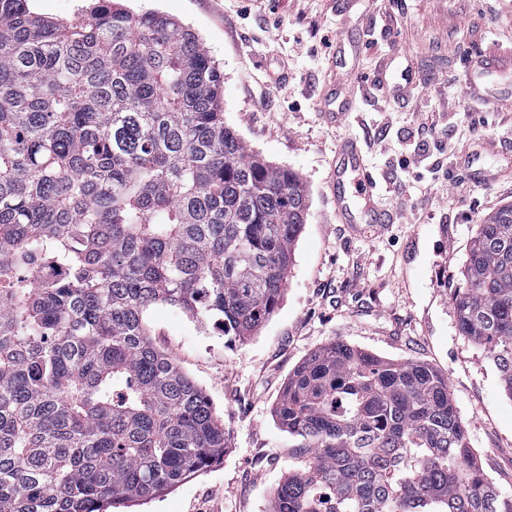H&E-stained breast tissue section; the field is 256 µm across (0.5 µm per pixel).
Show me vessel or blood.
I'll return each mask as SVG.
<instances>
[{
    "label": "vessel or blood",
    "mask_w": 512,
    "mask_h": 512,
    "mask_svg": "<svg viewBox=\"0 0 512 512\" xmlns=\"http://www.w3.org/2000/svg\"><path fill=\"white\" fill-rule=\"evenodd\" d=\"M349 174L355 177L356 194L352 197L346 194L344 188V178ZM332 191L339 223L354 224L361 218L369 224L391 223V216L379 206L382 187L368 171L362 152L353 138H344L336 148Z\"/></svg>",
    "instance_id": "obj_1"
}]
</instances>
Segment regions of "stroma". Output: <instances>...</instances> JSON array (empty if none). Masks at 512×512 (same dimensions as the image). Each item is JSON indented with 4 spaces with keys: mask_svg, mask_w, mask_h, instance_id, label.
Instances as JSON below:
<instances>
[{
    "mask_svg": "<svg viewBox=\"0 0 512 512\" xmlns=\"http://www.w3.org/2000/svg\"><path fill=\"white\" fill-rule=\"evenodd\" d=\"M193 28L224 75V121L257 155L293 169L310 199L285 294L247 341L201 329L168 307L151 339L204 391L224 422L223 462L136 512H271L274 490L304 458L273 408L312 351L341 340L442 370L486 476L512 493V400L483 351L456 328L452 295L478 224L512 204V0H131ZM398 54L414 80L390 99L372 79ZM353 75L349 116L325 122L324 92ZM388 101L391 128L377 126ZM454 113L426 138L439 172L414 164L418 123ZM355 137L386 183L395 223L336 219V146ZM479 172L481 182L451 179Z\"/></svg>",
    "mask_w": 512,
    "mask_h": 512,
    "instance_id": "1",
    "label": "stroma"
}]
</instances>
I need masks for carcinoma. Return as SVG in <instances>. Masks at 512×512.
I'll use <instances>...</instances> for the list:
<instances>
[{
	"instance_id": "obj_1",
	"label": "carcinoma",
	"mask_w": 512,
	"mask_h": 512,
	"mask_svg": "<svg viewBox=\"0 0 512 512\" xmlns=\"http://www.w3.org/2000/svg\"><path fill=\"white\" fill-rule=\"evenodd\" d=\"M308 210L300 176L224 123L190 27L121 0L75 22L0 0V512H109L224 460L213 404L146 315L253 336ZM463 278L457 329L512 400V204L478 225ZM273 415L306 451L273 512H512L429 365L336 340Z\"/></svg>"
}]
</instances>
